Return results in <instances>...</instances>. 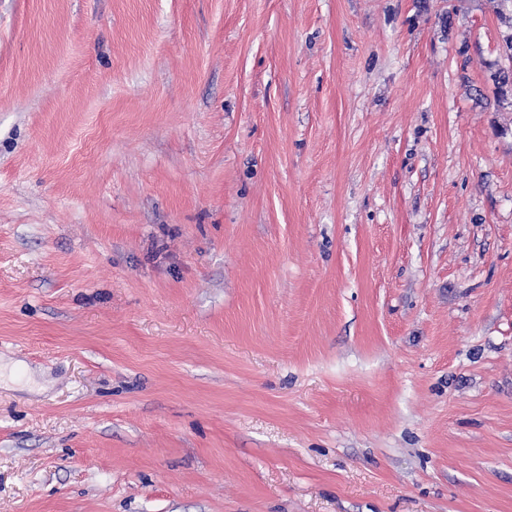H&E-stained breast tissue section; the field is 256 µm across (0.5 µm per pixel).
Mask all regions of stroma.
Returning <instances> with one entry per match:
<instances>
[{"label": "stroma", "mask_w": 512, "mask_h": 512, "mask_svg": "<svg viewBox=\"0 0 512 512\" xmlns=\"http://www.w3.org/2000/svg\"><path fill=\"white\" fill-rule=\"evenodd\" d=\"M512 0H0V512H512Z\"/></svg>", "instance_id": "stroma-1"}]
</instances>
